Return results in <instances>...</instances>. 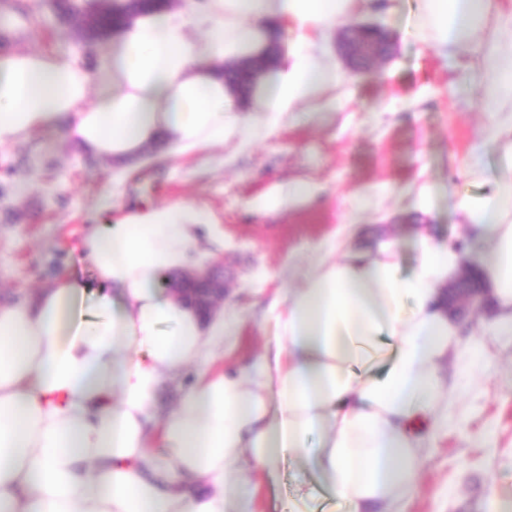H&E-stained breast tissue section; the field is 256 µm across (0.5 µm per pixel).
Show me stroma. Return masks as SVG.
Here are the masks:
<instances>
[{
    "label": "stroma",
    "instance_id": "stroma-1",
    "mask_svg": "<svg viewBox=\"0 0 512 512\" xmlns=\"http://www.w3.org/2000/svg\"><path fill=\"white\" fill-rule=\"evenodd\" d=\"M25 2L31 18L21 21L0 0V36L19 33L12 50L77 57L78 27L55 21L52 0ZM387 2L371 19L390 33L394 58L356 73L329 38V56L346 76L335 101L312 120H285L265 142H228L177 158L149 150L133 163L100 158L92 167L83 148L49 134L0 148V175L11 176L0 196V305L31 298L60 268L89 277L76 244L104 203L117 218L147 202H188L211 212L224 234L223 246L207 256L226 259L222 308L238 315L239 332L212 363L221 370L260 352L272 332L262 308L288 287L289 263L318 255L335 231L365 243L394 236L406 270L414 264L419 203L429 207L437 239L461 238L453 203L483 186L457 171L479 147L487 117L476 98L456 90L466 68L450 67L438 48L413 36L417 0ZM289 181L318 193L285 208L254 209L255 200ZM360 195L373 205L358 212L351 203ZM485 350L490 372L445 368L448 425L423 460L406 512H495L494 495L512 497V335L489 338ZM303 478L283 456L276 482L261 488L259 512H282Z\"/></svg>",
    "mask_w": 512,
    "mask_h": 512
}]
</instances>
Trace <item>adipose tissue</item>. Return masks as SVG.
<instances>
[{
    "instance_id": "obj_1",
    "label": "adipose tissue",
    "mask_w": 512,
    "mask_h": 512,
    "mask_svg": "<svg viewBox=\"0 0 512 512\" xmlns=\"http://www.w3.org/2000/svg\"><path fill=\"white\" fill-rule=\"evenodd\" d=\"M497 0H418L413 34L454 61L475 54L476 93L497 146L488 177L473 157L461 177L468 252L420 235L402 271L394 240L346 245L297 265L296 288L268 305L274 331L238 371L207 365L235 317L202 319L161 288L222 234L190 204L99 218L78 245L92 280L58 274L33 300L0 306V512H256V477L290 453L348 512H402L448 415L440 369L471 362L444 289L475 268L496 316L481 335L512 334V8ZM371 0H187L135 18L94 68L39 51L0 54V147L48 132L92 154L135 161L164 144L177 155L270 138L302 105L343 80L327 34ZM489 31L488 39L478 34ZM275 66L242 100L223 69ZM262 112L245 124L242 111ZM202 368L178 406L154 413L163 378Z\"/></svg>"
}]
</instances>
